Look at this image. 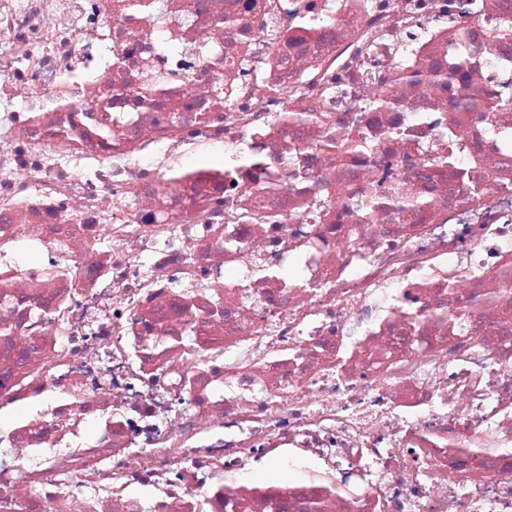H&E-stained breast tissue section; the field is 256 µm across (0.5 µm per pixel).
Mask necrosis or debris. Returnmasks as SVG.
I'll list each match as a JSON object with an SVG mask.
<instances>
[{"label":"necrosis or debris","mask_w":512,"mask_h":512,"mask_svg":"<svg viewBox=\"0 0 512 512\" xmlns=\"http://www.w3.org/2000/svg\"><path fill=\"white\" fill-rule=\"evenodd\" d=\"M125 3L0 0V512H512V0ZM272 460L262 469L251 472L247 476V483L258 486L280 485L292 478V473L281 466L278 455H271Z\"/></svg>","instance_id":"4bbe7bcc"}]
</instances>
